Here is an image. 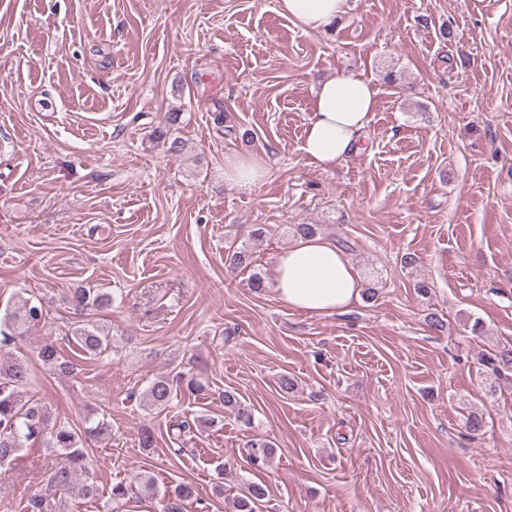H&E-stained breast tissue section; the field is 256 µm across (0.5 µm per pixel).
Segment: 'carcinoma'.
Masks as SVG:
<instances>
[{"mask_svg": "<svg viewBox=\"0 0 512 512\" xmlns=\"http://www.w3.org/2000/svg\"><path fill=\"white\" fill-rule=\"evenodd\" d=\"M224 264L233 270L247 268L251 264L247 249L243 246L229 247L224 253ZM67 301L73 314L79 317L91 307L105 308L112 304L110 295L94 293L85 288L71 291ZM45 316L46 310L40 300L21 299L18 309L5 313L0 319V343L14 341L15 333L39 325ZM71 339L82 357L93 358L112 353V334L84 320L74 324ZM38 358L50 371L66 376L79 373L78 359L65 355L54 344L40 346ZM480 362L489 379L512 381V341L481 354ZM30 379V365L26 358L16 357L0 362V467L12 462L28 446L38 443L45 451L56 455L51 475V486L55 490L68 493L75 488L81 499L98 498L100 487L96 482L86 479L76 486L73 478L77 471L88 468L83 438L107 433L109 422L103 416H92L86 421V427L74 429L70 423L53 415L46 405L26 397ZM182 384L192 394L204 390V385L196 378L179 373L173 378H155L144 391L143 398L148 406L164 410ZM224 406L237 419L251 424V409L238 402L234 395L224 393ZM247 446L249 458L254 464L266 460L273 452V447L267 443L249 442ZM267 495L266 486L258 483L247 485L244 496L238 500V512H256ZM192 496L193 488L190 486L174 488L165 496L161 512H182V502ZM28 512H65L63 499L35 497L28 502Z\"/></svg>", "mask_w": 512, "mask_h": 512, "instance_id": "obj_1", "label": "carcinoma"}]
</instances>
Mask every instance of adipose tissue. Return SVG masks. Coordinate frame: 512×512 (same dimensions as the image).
<instances>
[{"mask_svg": "<svg viewBox=\"0 0 512 512\" xmlns=\"http://www.w3.org/2000/svg\"><path fill=\"white\" fill-rule=\"evenodd\" d=\"M348 0H277L279 13L305 32L333 28ZM374 85L355 72L321 82L312 99V117L301 146L315 167L336 168L357 152L376 106ZM277 296L310 316L348 312L360 300L359 275L344 252L321 236L299 239L274 266Z\"/></svg>", "mask_w": 512, "mask_h": 512, "instance_id": "obj_1", "label": "adipose tissue"}]
</instances>
